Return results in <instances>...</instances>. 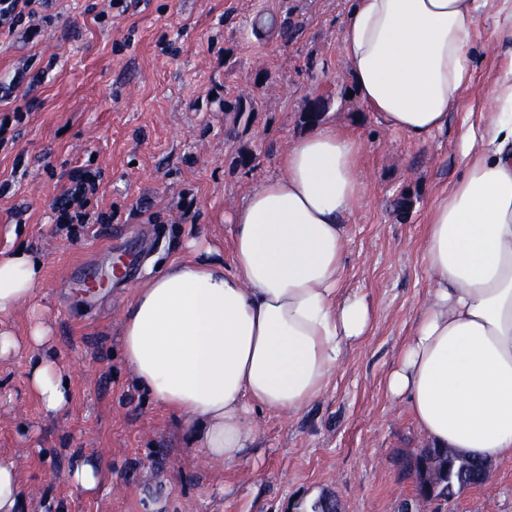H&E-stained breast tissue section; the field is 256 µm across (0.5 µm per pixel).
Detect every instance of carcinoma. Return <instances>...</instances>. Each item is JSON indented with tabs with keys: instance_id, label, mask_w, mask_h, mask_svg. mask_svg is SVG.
<instances>
[{
	"instance_id": "obj_1",
	"label": "carcinoma",
	"mask_w": 512,
	"mask_h": 512,
	"mask_svg": "<svg viewBox=\"0 0 512 512\" xmlns=\"http://www.w3.org/2000/svg\"><path fill=\"white\" fill-rule=\"evenodd\" d=\"M415 471L418 491L426 499L446 498L484 482L481 461L465 457L449 448H427L408 462ZM340 503L332 495L298 504L299 512H335Z\"/></svg>"
}]
</instances>
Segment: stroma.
Wrapping results in <instances>:
<instances>
[{"label": "stroma", "instance_id": "stroma-1", "mask_svg": "<svg viewBox=\"0 0 512 512\" xmlns=\"http://www.w3.org/2000/svg\"><path fill=\"white\" fill-rule=\"evenodd\" d=\"M51 0L53 24L28 43L0 36V86L26 68L39 77L0 101V116L30 106L0 133V251L27 246L42 283L0 327L21 339L0 360V458L13 462L22 512H290L336 495L342 512H512V458L489 462L485 483L452 505L419 496L404 464L427 441L388 372L426 304L424 224L434 198L463 173L461 133L499 111L495 89L512 70V0H481L471 44L472 85L448 124L425 141L390 131L352 95L340 48L348 0ZM108 11L104 23L94 17ZM297 29L282 40L270 18ZM253 100L224 112L217 101ZM319 121L344 125L364 144L367 197L346 239L343 288L366 297L372 331L352 343L324 391L303 411L256 410L244 458L219 466L193 434L140 385L122 356L121 321L131 288L112 281L86 299L73 271L110 272L126 245L148 239L143 282L186 257L188 242L227 252L228 217L279 159ZM82 167L97 190L87 224H60L53 202ZM107 213L111 223H97ZM51 330L49 351L69 400L49 414L28 375L40 350L25 342L33 314ZM97 463L87 491L72 483L77 460Z\"/></svg>", "mask_w": 512, "mask_h": 512}]
</instances>
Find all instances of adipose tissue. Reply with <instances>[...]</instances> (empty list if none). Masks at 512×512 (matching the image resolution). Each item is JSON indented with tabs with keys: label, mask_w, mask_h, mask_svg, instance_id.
I'll list each match as a JSON object with an SVG mask.
<instances>
[{
	"label": "adipose tissue",
	"mask_w": 512,
	"mask_h": 512,
	"mask_svg": "<svg viewBox=\"0 0 512 512\" xmlns=\"http://www.w3.org/2000/svg\"><path fill=\"white\" fill-rule=\"evenodd\" d=\"M475 2L350 0L341 51L379 123L417 140L447 125L474 77ZM497 98L504 110L466 129L464 174L430 208L429 299L386 380L429 447L488 462L512 457V73ZM279 165L232 213L228 255L192 242L122 317L127 364L216 465L243 458L251 410H304L372 330L371 305L342 288L347 224L367 186L360 139L317 125ZM41 280L30 254L0 253V316ZM29 384L46 412L64 408L53 359Z\"/></svg>",
	"instance_id": "adipose-tissue-1"
}]
</instances>
